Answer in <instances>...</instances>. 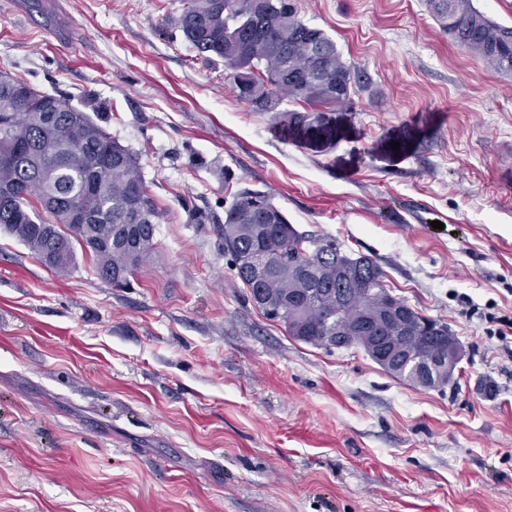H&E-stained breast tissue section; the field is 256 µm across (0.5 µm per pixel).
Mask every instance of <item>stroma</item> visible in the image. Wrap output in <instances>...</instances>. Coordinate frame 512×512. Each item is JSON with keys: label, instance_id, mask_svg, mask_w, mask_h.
Wrapping results in <instances>:
<instances>
[{"label": "stroma", "instance_id": "1", "mask_svg": "<svg viewBox=\"0 0 512 512\" xmlns=\"http://www.w3.org/2000/svg\"><path fill=\"white\" fill-rule=\"evenodd\" d=\"M295 4L368 77L351 102L252 111L182 0H0V71L93 107L159 211L125 288L0 230V512H512V334L485 321L512 320V74L427 0ZM245 189L446 323L455 383L267 320L220 248Z\"/></svg>", "mask_w": 512, "mask_h": 512}]
</instances>
